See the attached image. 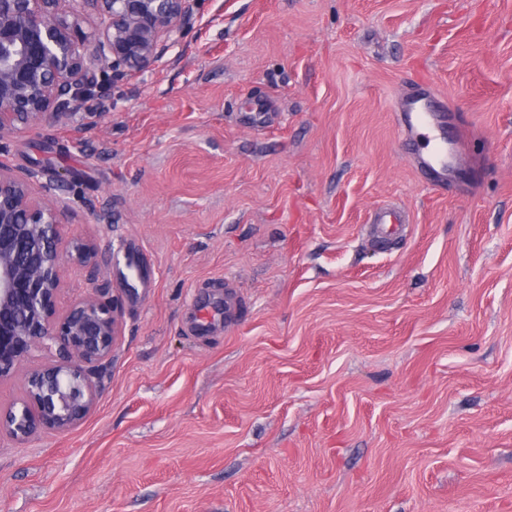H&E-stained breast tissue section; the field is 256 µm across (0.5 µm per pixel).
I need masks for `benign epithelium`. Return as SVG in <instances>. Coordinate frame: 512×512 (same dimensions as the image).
Wrapping results in <instances>:
<instances>
[{"label":"benign epithelium","instance_id":"1","mask_svg":"<svg viewBox=\"0 0 512 512\" xmlns=\"http://www.w3.org/2000/svg\"><path fill=\"white\" fill-rule=\"evenodd\" d=\"M0 0V135L41 125L91 93L96 73L139 74L174 46L196 0ZM97 20L93 46L84 24ZM37 174L0 168V383L21 375L24 398L0 412V434L25 444L65 433L97 400L92 371L112 359L117 305L93 292L57 308L64 271L97 261L94 242L67 236L66 206L32 193ZM42 363L30 366L34 358Z\"/></svg>","mask_w":512,"mask_h":512}]
</instances>
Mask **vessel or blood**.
Wrapping results in <instances>:
<instances>
[{
    "instance_id": "vessel-or-blood-1",
    "label": "vessel or blood",
    "mask_w": 512,
    "mask_h": 512,
    "mask_svg": "<svg viewBox=\"0 0 512 512\" xmlns=\"http://www.w3.org/2000/svg\"><path fill=\"white\" fill-rule=\"evenodd\" d=\"M397 121L413 135L412 156L429 184L443 187L454 183L460 144L458 139L448 136V113L444 106L428 90L419 88L401 101ZM373 221L381 231L389 233L404 224L405 216L398 205L388 204L375 211Z\"/></svg>"
}]
</instances>
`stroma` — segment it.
Segmentation results:
<instances>
[{"mask_svg":"<svg viewBox=\"0 0 512 512\" xmlns=\"http://www.w3.org/2000/svg\"><path fill=\"white\" fill-rule=\"evenodd\" d=\"M416 85L453 187L396 121ZM0 165L100 248L59 308L122 321L78 426L0 436V512H512V0H197ZM399 125L414 135L412 156L433 187L449 186L457 180V135L448 137V113L428 90L418 88L404 98L396 113ZM405 216L396 204H387L378 208L373 215L374 224L380 225V230L391 233L396 225L405 224Z\"/></svg>","mask_w":512,"mask_h":512,"instance_id":"obj_1","label":"stroma"}]
</instances>
